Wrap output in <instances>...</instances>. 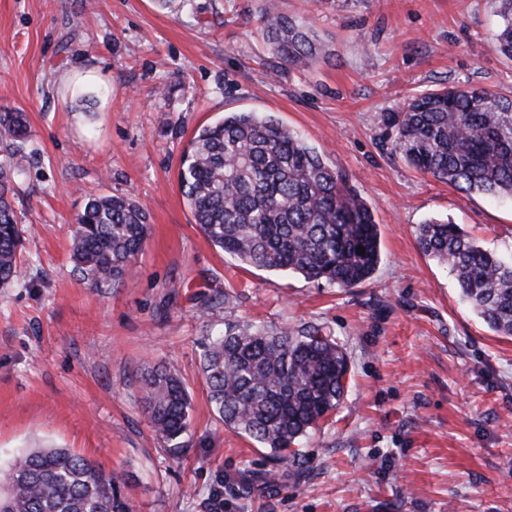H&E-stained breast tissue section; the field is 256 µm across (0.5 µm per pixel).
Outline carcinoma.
<instances>
[{"label":"carcinoma","mask_w":512,"mask_h":512,"mask_svg":"<svg viewBox=\"0 0 512 512\" xmlns=\"http://www.w3.org/2000/svg\"><path fill=\"white\" fill-rule=\"evenodd\" d=\"M498 51L512 59V0H497ZM266 37L283 64L303 69L326 56L307 28L267 0ZM391 151L415 170L465 193L512 196V98L446 87L388 112ZM20 112H0V286L20 267L25 238L8 197L27 160ZM179 184L194 223L225 254L309 282L350 288L380 263L372 209L295 131L273 116L231 112L203 127L184 153ZM149 214L122 196L90 199L76 221L70 259L88 287L117 288L149 234ZM424 255L455 274L463 300L495 333L512 336V260L478 245L458 224L418 226ZM365 254L357 253V247ZM202 371L217 420L258 442L281 464L339 404L349 370L323 328L226 321L204 338ZM156 435L178 451L190 426L188 389L158 366L141 379ZM123 476L67 448H32L0 475V512H132Z\"/></svg>","instance_id":"carcinoma-1"}]
</instances>
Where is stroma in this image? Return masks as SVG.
Segmentation results:
<instances>
[{
  "instance_id": "obj_1",
  "label": "stroma",
  "mask_w": 512,
  "mask_h": 512,
  "mask_svg": "<svg viewBox=\"0 0 512 512\" xmlns=\"http://www.w3.org/2000/svg\"><path fill=\"white\" fill-rule=\"evenodd\" d=\"M265 0H0V112L26 113L12 202L26 238L0 287V469L67 448L122 473L134 512H512V337L491 331L417 228L462 225L512 256V197L466 194L392 155L382 117L446 86L512 96L495 0H280L328 47L282 65ZM276 116L372 208L380 264L331 288L211 245L180 191L182 157L228 112ZM137 201L149 238L116 289L78 281L68 246L90 197ZM238 320L318 325L347 355L344 396L270 481L265 449L219 423L199 344ZM164 365L191 397L173 452L139 378Z\"/></svg>"
}]
</instances>
